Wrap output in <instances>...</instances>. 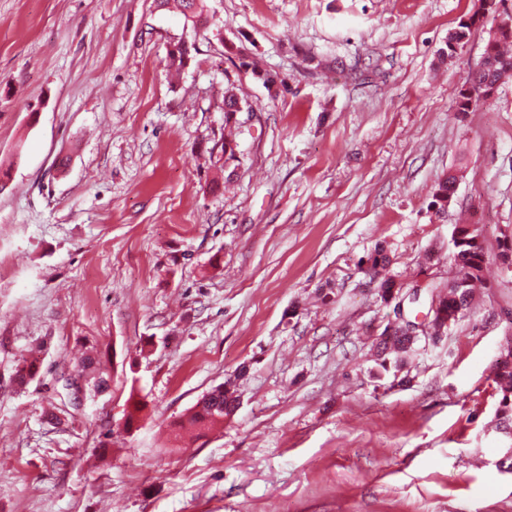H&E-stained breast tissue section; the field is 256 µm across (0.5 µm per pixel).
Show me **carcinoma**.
<instances>
[{"label":"carcinoma","mask_w":512,"mask_h":512,"mask_svg":"<svg viewBox=\"0 0 512 512\" xmlns=\"http://www.w3.org/2000/svg\"><path fill=\"white\" fill-rule=\"evenodd\" d=\"M178 6L184 16L185 23L193 31L209 29L207 19L212 7L209 0H177ZM198 51L196 41L186 42L179 40L176 49L168 52L167 65L169 68L180 71L192 60V52ZM485 52L492 56L491 76L497 82L512 76V32L504 33L494 41L486 43ZM486 77L483 71H472L466 75L462 86L468 87V94L458 93L456 110L459 112H472L488 104L482 97L480 85ZM224 126L238 124L237 114L250 111L239 97L237 88L232 82L224 87ZM209 158L215 164L229 168L239 162L238 144L227 134L213 140L209 149ZM454 176L447 172L439 177L432 193V206L435 213L448 209V182ZM458 238L454 240L453 259L459 267L461 277L448 284L428 283L429 293L436 295L441 307V313L430 312L427 327L429 332L409 336L394 330L392 334L376 339L373 344V357L375 366L372 376L380 378L392 374L399 379V383L407 382L403 375L409 368L413 356L416 354V344L428 336H442L448 328L456 324L470 309L474 289L483 283L484 269L488 260L484 242L477 229L470 224L456 226ZM392 259L381 244L374 246L366 260L368 271L372 278L378 279L377 294L384 303L392 300L401 302L407 300L411 303L417 301L416 295L404 294L401 291L403 283L397 281L392 274L390 266ZM494 382L499 395L496 418L505 430H512V348L506 353V358L496 361L494 368ZM238 402L236 384L227 380L223 384L206 392L185 416L181 427L189 432L210 430L224 423V418L233 415L235 404Z\"/></svg>","instance_id":"1"}]
</instances>
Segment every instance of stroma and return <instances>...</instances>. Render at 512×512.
Wrapping results in <instances>:
<instances>
[{
  "label": "stroma",
  "mask_w": 512,
  "mask_h": 512,
  "mask_svg": "<svg viewBox=\"0 0 512 512\" xmlns=\"http://www.w3.org/2000/svg\"><path fill=\"white\" fill-rule=\"evenodd\" d=\"M211 5L223 39H198L174 83L169 45L191 29L153 0H0V512H512L493 382L512 338V79L459 113L486 29L440 54L479 0ZM229 81L252 109L230 176L208 154ZM473 223L474 308L407 384L371 378L374 338L430 298L381 302L368 254L383 244L409 288L435 250L443 283ZM87 352L108 386L76 409L64 379ZM230 378L234 416L170 439ZM452 171L453 170H448V172L439 177L435 183L432 193V206L435 210V214L447 210L453 200V194L448 191V182L455 180V177L451 174Z\"/></svg>",
  "instance_id": "obj_1"
}]
</instances>
